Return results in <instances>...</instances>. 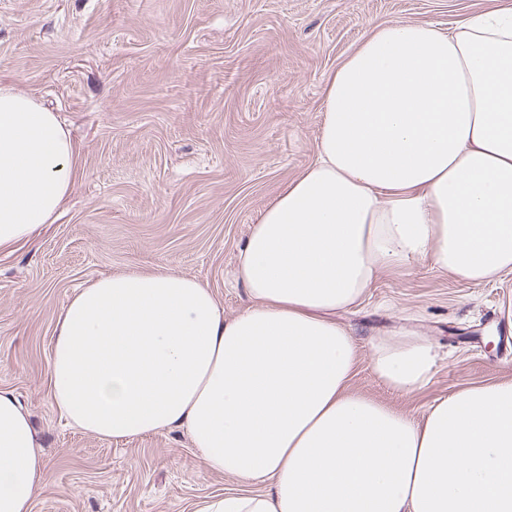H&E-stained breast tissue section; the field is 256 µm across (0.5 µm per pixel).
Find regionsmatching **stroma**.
<instances>
[{
    "label": "stroma",
    "mask_w": 512,
    "mask_h": 512,
    "mask_svg": "<svg viewBox=\"0 0 512 512\" xmlns=\"http://www.w3.org/2000/svg\"><path fill=\"white\" fill-rule=\"evenodd\" d=\"M503 7L512 0H0V81L56 112L76 145L59 218L0 251V388L26 405L45 461L32 512H194L242 490L183 430L103 439L61 417L49 359L62 308L102 275L162 270L240 314L236 255L314 161L328 76L375 26ZM510 297L512 276L475 284L427 261L382 272L335 315L356 340L352 391L419 420L449 393L512 378ZM402 330L437 352L409 395L371 368L374 343Z\"/></svg>",
    "instance_id": "stroma-1"
}]
</instances>
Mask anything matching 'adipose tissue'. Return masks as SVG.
Listing matches in <instances>:
<instances>
[{
	"mask_svg": "<svg viewBox=\"0 0 512 512\" xmlns=\"http://www.w3.org/2000/svg\"><path fill=\"white\" fill-rule=\"evenodd\" d=\"M74 152L55 113L0 83V249L55 220ZM412 260L512 275V10L373 27L325 82L315 161L238 253L249 306L225 318L211 288L167 272L100 277L58 316L51 395L82 431L182 429L211 469L265 486L196 512H512L511 379L419 421L349 390L355 340L330 315ZM434 362L403 334L371 367L409 394ZM44 476L26 407L0 389V512H31Z\"/></svg>",
	"mask_w": 512,
	"mask_h": 512,
	"instance_id": "1",
	"label": "adipose tissue"
}]
</instances>
